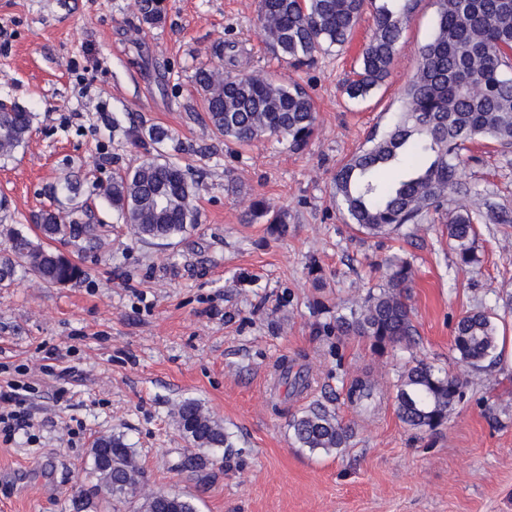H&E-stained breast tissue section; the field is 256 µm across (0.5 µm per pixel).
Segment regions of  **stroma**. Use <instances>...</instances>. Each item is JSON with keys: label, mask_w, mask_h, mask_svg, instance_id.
Returning a JSON list of instances; mask_svg holds the SVG:
<instances>
[{"label": "stroma", "mask_w": 512, "mask_h": 512, "mask_svg": "<svg viewBox=\"0 0 512 512\" xmlns=\"http://www.w3.org/2000/svg\"><path fill=\"white\" fill-rule=\"evenodd\" d=\"M164 20L143 23L136 0H0V99L35 112L15 157L0 161V230L34 233L42 211L68 214L52 187L78 176L102 221L104 245L56 243L89 269L85 281L0 288V383H25L31 427L0 440V512H71L88 488L93 441L123 435L145 471L146 491L191 497L198 512H512V224L477 227V263L459 266L445 211L392 237L350 224L334 196L339 165L383 134L403 108L437 6L420 0L397 45L398 64L366 99L349 100L373 28L364 15L343 51L293 66L267 47L258 0H160ZM263 71L301 84L317 112L304 151L271 137L225 144L206 119L193 75ZM120 130H113V122ZM167 127L160 150L200 180L198 222L166 245L132 241L92 183L137 165L141 133ZM463 175L490 202L512 209V149L476 145ZM287 214L288 233L249 220L250 202ZM408 259L416 346L378 353L340 336L338 315ZM319 274H311V265ZM482 310L498 324L494 370L459 363L453 328ZM422 359L460 374L465 396L434 432L399 419L392 393L403 365ZM287 361L304 387L276 378ZM375 381V411L345 400L352 379ZM199 400L221 420L231 447L201 451L173 411ZM319 401L353 429L340 453L297 447L288 422ZM199 455L203 469H184Z\"/></svg>", "instance_id": "1"}]
</instances>
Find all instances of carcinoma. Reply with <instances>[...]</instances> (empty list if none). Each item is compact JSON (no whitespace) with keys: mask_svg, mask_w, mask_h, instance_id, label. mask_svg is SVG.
Returning a JSON list of instances; mask_svg holds the SVG:
<instances>
[{"mask_svg":"<svg viewBox=\"0 0 512 512\" xmlns=\"http://www.w3.org/2000/svg\"><path fill=\"white\" fill-rule=\"evenodd\" d=\"M417 0H258V21L271 49L295 65L311 63L321 52L342 49L353 38L358 21L373 11V30L346 93L365 99L397 63L396 46ZM437 21L420 48L415 73L404 90V107L392 127L373 136L336 171L335 195L350 223L362 233L387 235L403 224H419L448 198V240L459 264L477 262L475 223L511 224L512 213L490 204L478 193L461 191V165L468 144L489 140L512 146V76L506 69L512 50V0H436ZM141 20L162 21L158 0H139ZM194 80L204 96L214 133L227 143L244 145L269 137L301 151L316 129L309 95L296 83H284L256 72L234 73L199 67ZM35 115L18 103L0 112V160L24 146ZM96 195L115 213L117 222L136 241L169 240L197 223L199 180L177 158L149 154L132 169L117 170L107 184L94 185ZM57 191L72 202L74 219L63 224L52 210L30 237L19 228L6 234L10 249L0 253V288L21 279L65 286L88 278L84 267L50 247L54 241L80 240L85 248L101 246L99 225L76 218L88 213L78 201L77 181L66 179ZM415 272L397 259L378 291L366 295L350 316L336 317L340 335L370 339L376 351L410 350L416 344L410 290ZM459 360L472 367L496 366L497 326L489 313L463 315L454 329ZM456 374L416 360L403 368L393 396L398 417L408 427L438 430L463 396ZM369 380L355 379L348 388L351 404L373 398ZM183 435L197 448L232 447L224 426L195 399L181 401L174 412ZM299 448L330 453L346 448L352 437L335 410L312 403L289 423ZM91 496L112 505L141 500L140 512H197L178 493H142L144 470L133 448L120 434L99 437L90 450Z\"/></svg>","mask_w":512,"mask_h":512,"instance_id":"cac0c4a2","label":"carcinoma"}]
</instances>
